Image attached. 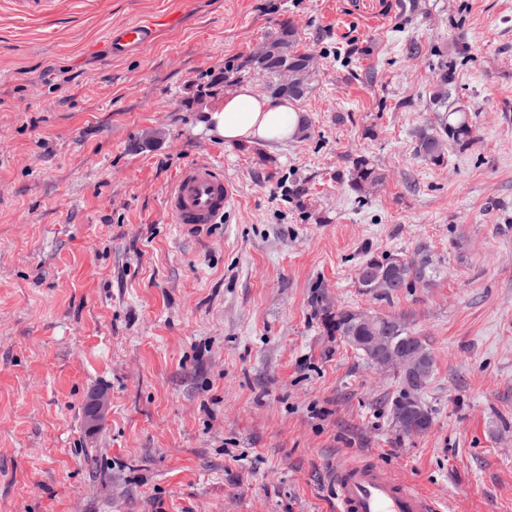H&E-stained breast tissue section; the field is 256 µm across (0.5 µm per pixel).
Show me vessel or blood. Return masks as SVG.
<instances>
[{
    "instance_id": "1",
    "label": "vessel or blood",
    "mask_w": 512,
    "mask_h": 512,
    "mask_svg": "<svg viewBox=\"0 0 512 512\" xmlns=\"http://www.w3.org/2000/svg\"><path fill=\"white\" fill-rule=\"evenodd\" d=\"M172 19L155 17L112 28L106 37L114 57L151 46ZM232 189L224 174L209 162L184 167L165 192V206L175 223L191 227L219 224ZM335 512H446L422 488L400 478L375 459L340 458L330 469Z\"/></svg>"
}]
</instances>
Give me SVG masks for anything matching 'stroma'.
<instances>
[{"mask_svg": "<svg viewBox=\"0 0 512 512\" xmlns=\"http://www.w3.org/2000/svg\"><path fill=\"white\" fill-rule=\"evenodd\" d=\"M284 20L308 134L224 144L199 125L216 78ZM446 62L474 141L435 165L415 134ZM360 157L386 175L365 193ZM196 161L233 188L201 229L163 204ZM423 250L429 282L358 288L363 259ZM341 307L427 343L429 432L395 429L396 375L322 322ZM342 456L512 512V0H0V512H332ZM174 23L172 18L155 17L114 27L106 37L109 53L113 57H123L132 50L146 49L156 41L162 29Z\"/></svg>", "mask_w": 512, "mask_h": 512, "instance_id": "35a3bbf8", "label": "stroma"}]
</instances>
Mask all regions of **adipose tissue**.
<instances>
[{
	"label": "adipose tissue",
	"instance_id": "1",
	"mask_svg": "<svg viewBox=\"0 0 512 512\" xmlns=\"http://www.w3.org/2000/svg\"><path fill=\"white\" fill-rule=\"evenodd\" d=\"M302 123L288 99L259 94L248 83L226 90L201 116L202 128L228 145L282 144L296 136Z\"/></svg>",
	"mask_w": 512,
	"mask_h": 512
}]
</instances>
